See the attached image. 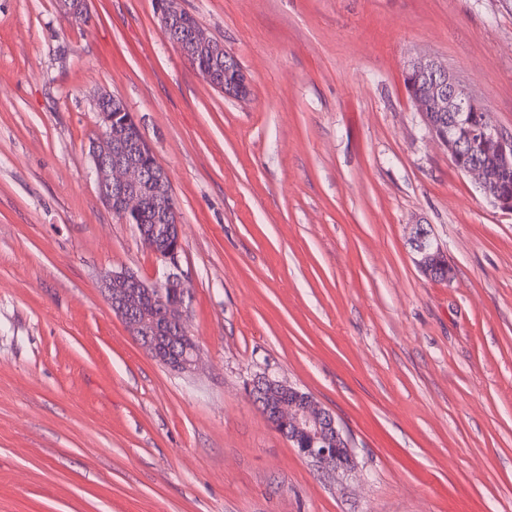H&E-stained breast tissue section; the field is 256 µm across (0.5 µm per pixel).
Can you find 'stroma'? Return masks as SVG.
Returning a JSON list of instances; mask_svg holds the SVG:
<instances>
[{"instance_id":"35a3bbf8","label":"stroma","mask_w":512,"mask_h":512,"mask_svg":"<svg viewBox=\"0 0 512 512\" xmlns=\"http://www.w3.org/2000/svg\"><path fill=\"white\" fill-rule=\"evenodd\" d=\"M237 100L168 42L161 0H0V512H512V217L427 134L429 54L512 132V0H181ZM169 171L195 373L104 299L162 266L101 200L98 94ZM421 224L454 267L426 279ZM311 393L350 471L298 455L244 388Z\"/></svg>"}]
</instances>
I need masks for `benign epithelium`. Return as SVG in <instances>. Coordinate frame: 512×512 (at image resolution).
<instances>
[{
	"instance_id": "obj_1",
	"label": "benign epithelium",
	"mask_w": 512,
	"mask_h": 512,
	"mask_svg": "<svg viewBox=\"0 0 512 512\" xmlns=\"http://www.w3.org/2000/svg\"><path fill=\"white\" fill-rule=\"evenodd\" d=\"M60 12L72 20L84 12V0H59ZM162 32L212 86L225 82L218 68L224 45L211 39L184 11L179 0H162ZM407 94L428 134L447 151L452 165L469 176L490 205L512 215V187L496 175L512 173V132L492 123L481 99L448 64L430 55L405 67ZM99 135L89 146L91 171L106 206L124 218H137L145 204L154 208V223L137 224L143 246L162 264L161 278L147 282L129 270L102 281L104 298L141 347L161 365L191 372L198 347L186 328L190 294L180 273L182 255L179 213L170 175L143 137L124 101L107 93L97 97ZM414 261L426 276L437 268L448 280L453 267L427 228L415 225ZM246 389L269 424L300 456L325 471L346 470L352 450L336 418L308 392L268 375L247 382Z\"/></svg>"
}]
</instances>
